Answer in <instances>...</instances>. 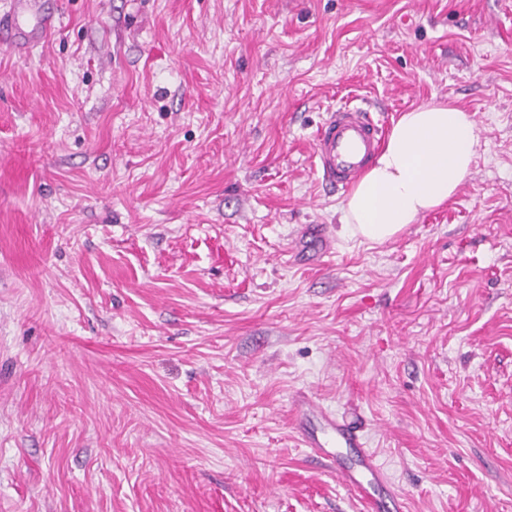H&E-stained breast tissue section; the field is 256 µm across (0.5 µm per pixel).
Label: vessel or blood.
Segmentation results:
<instances>
[{
	"label": "vessel or blood",
	"instance_id": "b4317fda",
	"mask_svg": "<svg viewBox=\"0 0 512 512\" xmlns=\"http://www.w3.org/2000/svg\"><path fill=\"white\" fill-rule=\"evenodd\" d=\"M54 20L39 0H11L9 14L0 18V44H25L30 36L45 35ZM384 135L381 120L364 106L348 102L330 110L314 139L325 185L339 191L352 187L375 160ZM294 404L301 414L298 429L304 447L335 472L362 512H404L401 494L391 487L358 427L320 407L309 392L297 391Z\"/></svg>",
	"mask_w": 512,
	"mask_h": 512
}]
</instances>
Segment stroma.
Returning a JSON list of instances; mask_svg holds the SVG:
<instances>
[{"label":"stroma","mask_w":512,"mask_h":512,"mask_svg":"<svg viewBox=\"0 0 512 512\" xmlns=\"http://www.w3.org/2000/svg\"><path fill=\"white\" fill-rule=\"evenodd\" d=\"M40 2L0 45V512H361L300 390L406 512H512V0ZM442 100L471 173L350 237L325 114ZM39 0H11V11L2 19L0 17V44L23 45L31 43L32 35L44 36L55 20L53 13L41 9ZM293 402L301 414L298 429L304 447L336 473L341 484L361 503L363 512L405 511L401 494L391 487L358 427L342 414L320 407L307 391H297ZM343 448L353 454L350 465L340 463Z\"/></svg>","instance_id":"stroma-1"}]
</instances>
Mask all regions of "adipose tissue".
I'll return each mask as SVG.
<instances>
[{
    "label": "adipose tissue",
    "mask_w": 512,
    "mask_h": 512,
    "mask_svg": "<svg viewBox=\"0 0 512 512\" xmlns=\"http://www.w3.org/2000/svg\"><path fill=\"white\" fill-rule=\"evenodd\" d=\"M479 143L473 115L450 103L403 113L345 201V231L381 243L443 206L470 174Z\"/></svg>",
    "instance_id": "1"
}]
</instances>
